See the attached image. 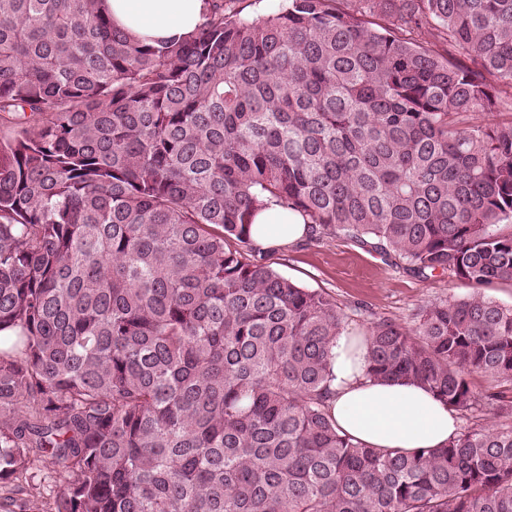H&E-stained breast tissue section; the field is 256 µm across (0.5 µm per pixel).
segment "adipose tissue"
Returning a JSON list of instances; mask_svg holds the SVG:
<instances>
[{"instance_id": "obj_1", "label": "adipose tissue", "mask_w": 512, "mask_h": 512, "mask_svg": "<svg viewBox=\"0 0 512 512\" xmlns=\"http://www.w3.org/2000/svg\"><path fill=\"white\" fill-rule=\"evenodd\" d=\"M115 27L153 42L193 33L208 12L207 0H104ZM302 216L278 206L259 212L251 229L255 245L284 247L305 238ZM365 333L343 331L330 359L328 409L338 428L370 448L412 451L437 448L456 436L455 414L430 392L400 380L366 375Z\"/></svg>"}]
</instances>
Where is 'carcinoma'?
Wrapping results in <instances>:
<instances>
[{
	"label": "carcinoma",
	"instance_id": "1",
	"mask_svg": "<svg viewBox=\"0 0 512 512\" xmlns=\"http://www.w3.org/2000/svg\"><path fill=\"white\" fill-rule=\"evenodd\" d=\"M100 2L0 0V512H512V119L466 121L512 112V0H210L159 46ZM270 205L471 288L373 319L367 374L479 423L342 433L348 315ZM285 1L286 0H240L238 7L242 10L241 16L256 18L278 10Z\"/></svg>",
	"mask_w": 512,
	"mask_h": 512
}]
</instances>
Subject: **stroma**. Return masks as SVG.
I'll return each mask as SVG.
<instances>
[{
    "label": "stroma",
    "instance_id": "obj_1",
    "mask_svg": "<svg viewBox=\"0 0 512 512\" xmlns=\"http://www.w3.org/2000/svg\"><path fill=\"white\" fill-rule=\"evenodd\" d=\"M272 266L302 287L332 295L347 313V328L366 330L372 315L410 321L419 307L444 298H462L470 289L449 276L419 279L390 266L376 252L345 238L317 247L276 249Z\"/></svg>",
    "mask_w": 512,
    "mask_h": 512
}]
</instances>
